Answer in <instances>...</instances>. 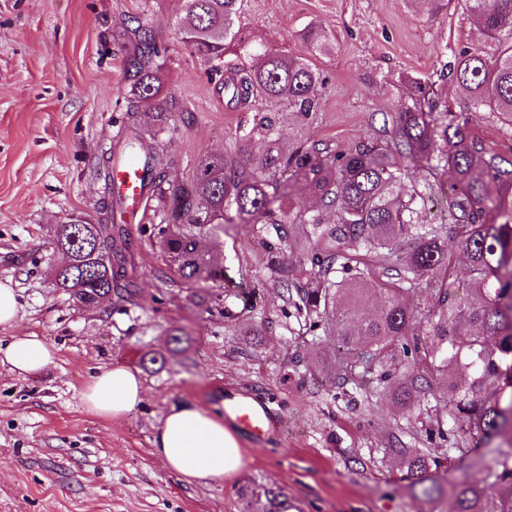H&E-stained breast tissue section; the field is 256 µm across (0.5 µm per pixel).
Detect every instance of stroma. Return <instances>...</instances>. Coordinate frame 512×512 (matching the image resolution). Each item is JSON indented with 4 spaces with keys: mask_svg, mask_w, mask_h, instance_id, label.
<instances>
[{
    "mask_svg": "<svg viewBox=\"0 0 512 512\" xmlns=\"http://www.w3.org/2000/svg\"><path fill=\"white\" fill-rule=\"evenodd\" d=\"M181 0H0V284L13 288L18 314L0 325V344L36 335L56 361L27 376L0 361V512H248L245 491L271 488L300 512H454L457 484L482 483L493 457L479 448L451 455L439 473L443 493L419 502L393 449L438 447L419 419L396 407L366 366L334 383L339 352L313 337L285 304L267 265L262 224L224 227V283L185 284L168 271L152 237L160 217L133 225L136 292L105 310L78 307L57 291L51 230L70 214H94L104 182L99 158L126 134L122 19L146 17L169 47L165 81L176 122L162 138L176 156L168 178L189 182L198 162L235 150L250 113L227 107L218 75L177 39ZM321 26L335 50L310 55L324 80L319 110L300 124L276 117L283 143L301 138L343 151L386 142L382 115L408 99L400 76L437 78L464 48L483 47L460 11L431 16L426 0H244L237 25L269 47L302 52L300 31ZM453 111L472 112L473 132L512 156V128L472 111L465 91L444 85ZM263 327L262 342L248 332ZM183 339L169 352L171 336ZM166 361L149 364L153 353ZM122 364L143 382L142 406L122 419L90 413L81 391L99 369ZM270 398L279 432L238 434L244 466L224 481L189 483L155 454L153 437L171 405L216 414L221 389Z\"/></svg>",
    "mask_w": 512,
    "mask_h": 512,
    "instance_id": "1",
    "label": "stroma"
}]
</instances>
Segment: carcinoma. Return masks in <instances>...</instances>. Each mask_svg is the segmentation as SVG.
<instances>
[{
  "instance_id": "obj_1",
  "label": "carcinoma",
  "mask_w": 512,
  "mask_h": 512,
  "mask_svg": "<svg viewBox=\"0 0 512 512\" xmlns=\"http://www.w3.org/2000/svg\"><path fill=\"white\" fill-rule=\"evenodd\" d=\"M489 49L462 50L440 77L465 89L472 106L512 126V0H456ZM242 0H183L175 23L179 42L203 60L224 62L232 53L254 57L248 68L227 64L222 86L227 104L246 107L260 98L271 107L310 120L319 111L320 74L307 57L283 53L248 37L235 26ZM126 54L129 135L102 157L99 170L112 186L123 158L143 160L142 194L164 212L153 226L163 252L186 283L224 280L219 232L226 224H269L278 243H266L275 285L285 301L309 321L308 331L333 335L360 350L379 373L391 399L410 415L435 412L430 431L448 440L451 421L492 448L494 466L484 483L456 487V512H512V160L489 151L472 135L471 114L441 105L436 83L406 79L412 105L393 115L385 144L362 142L337 152L296 140L285 148L275 120L262 116L236 134L237 152L207 156L193 180L174 184L162 164L158 135L175 123L163 73L168 49L153 26L138 16L121 22ZM305 48L335 47L310 25L300 34ZM261 141L255 154L251 145ZM453 180L443 181L445 171ZM303 189L316 198L310 210L282 198ZM446 199L450 230L423 224L419 214L433 195ZM118 199L110 197L97 217L53 228L60 261L51 269L53 287L79 307L94 308L103 294L135 292L132 237L112 223ZM334 222L325 223V215ZM214 239L204 250L199 237ZM385 280L373 289L381 312L362 320L358 305L369 267ZM428 292L432 305L417 309ZM453 449L394 448L403 465L422 474L415 496L433 501L441 486L425 476L429 463Z\"/></svg>"
}]
</instances>
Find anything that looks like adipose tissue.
I'll list each match as a JSON object with an SVG mask.
<instances>
[{
  "instance_id": "ef3b65f1",
  "label": "adipose tissue",
  "mask_w": 512,
  "mask_h": 512,
  "mask_svg": "<svg viewBox=\"0 0 512 512\" xmlns=\"http://www.w3.org/2000/svg\"><path fill=\"white\" fill-rule=\"evenodd\" d=\"M0 358L20 376L38 372L53 363L55 350L36 336H15L0 347ZM87 409L106 418H124L144 400L140 377L132 370L112 365L103 368L81 393ZM156 454L167 469L187 482L223 480L242 466L234 434L221 419L189 403L172 405L154 436Z\"/></svg>"
}]
</instances>
